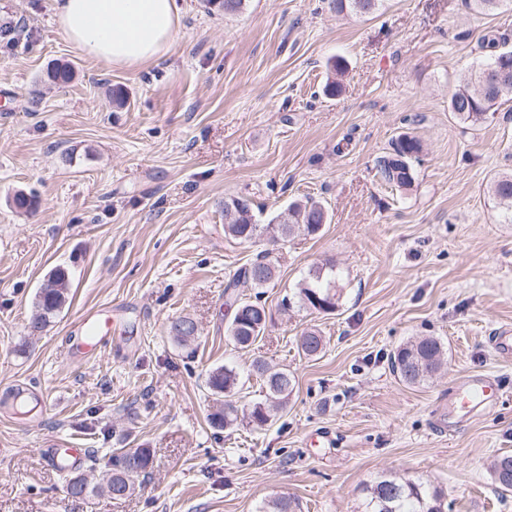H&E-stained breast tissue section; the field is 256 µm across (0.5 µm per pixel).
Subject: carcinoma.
<instances>
[{
    "label": "carcinoma",
    "instance_id": "carcinoma-1",
    "mask_svg": "<svg viewBox=\"0 0 512 512\" xmlns=\"http://www.w3.org/2000/svg\"><path fill=\"white\" fill-rule=\"evenodd\" d=\"M208 4L226 14L241 12L247 0H207ZM384 0H331V8L338 13L345 11L359 15L374 14L383 6ZM507 0H468V6L481 14H490L501 8ZM481 48L487 62L472 71L458 85L449 99L448 110L459 122L471 126L482 125L498 112L503 105V96L512 91V85L502 88L498 84L487 83L483 75L505 54L512 55V49H505L494 34L483 37ZM420 153V142L416 137L404 132L391 142V151L377 159V172L383 182L399 190L412 186L413 173L404 172L394 162L402 157L408 165H413ZM489 194L497 204L512 208V174L493 177L489 184ZM327 223L324 206L313 199L293 201L288 207L273 217L268 223L259 222L255 214V204L246 199L237 217L224 223V235L237 244H252L262 236L273 242H286L296 230L303 229L309 235L320 232ZM276 269L271 253L264 252L240 268L229 281L228 287L260 289L269 285L275 277ZM70 293V279L63 268L54 269L35 295L33 309L26 327L46 330L59 317L67 304ZM298 307L319 314L329 310L317 305V301L329 303L337 309L340 291L336 288L335 265L326 262L311 267L299 284L298 291L291 297ZM233 313L225 327V339L234 349L247 352L267 329L268 319L265 304L246 297H236L232 303ZM168 334L181 346L193 342L198 337L196 321L187 316H178L168 322ZM325 337L316 328H309L297 339V348L308 357H315L324 350ZM446 358L444 342L435 336H426L398 346L392 356V370L400 380L408 385H420L439 372ZM249 370L263 381L264 398L252 403L248 413H240L234 396L239 391L241 372L238 366L224 364L211 369L207 374L206 385L214 401L221 408L210 414V426L216 431L233 430L242 424L262 427L271 421L272 413L288 404L296 386L294 374L286 369H274L264 360L255 358ZM153 466L151 449L144 446L120 448L107 457L101 472V488L128 496L134 493L139 478L149 474ZM512 473V454L497 455L490 467L496 487L503 492L512 491V480L503 474ZM92 491L86 479L79 474H70L66 479V492L71 497H83ZM365 512H441L444 507V492L432 488L421 480L395 473L384 476L365 486Z\"/></svg>",
    "mask_w": 512,
    "mask_h": 512
}]
</instances>
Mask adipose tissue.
<instances>
[{
  "mask_svg": "<svg viewBox=\"0 0 512 512\" xmlns=\"http://www.w3.org/2000/svg\"><path fill=\"white\" fill-rule=\"evenodd\" d=\"M53 12L80 54L120 67L161 58L176 30V0H53Z\"/></svg>",
  "mask_w": 512,
  "mask_h": 512,
  "instance_id": "1",
  "label": "adipose tissue"
}]
</instances>
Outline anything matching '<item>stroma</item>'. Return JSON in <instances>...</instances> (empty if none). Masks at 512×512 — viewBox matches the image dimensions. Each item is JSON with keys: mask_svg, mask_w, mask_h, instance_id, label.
<instances>
[{"mask_svg": "<svg viewBox=\"0 0 512 512\" xmlns=\"http://www.w3.org/2000/svg\"><path fill=\"white\" fill-rule=\"evenodd\" d=\"M329 0H248L242 13L177 0L161 59L128 69L81 56L52 0H0V396L16 382L45 393L41 415L0 418V512H261L273 497L300 512H363V489L402 473L441 489L448 512H512L489 471L512 452V359L490 338L512 328V223L489 197L512 173V93L492 121L448 110L493 33L512 45V5L490 15L464 0H385L372 15ZM344 58L335 73L330 59ZM69 65L72 80L49 71ZM342 85L328 97L329 80ZM121 89L124 106L111 92ZM422 151L400 191L376 174L402 132ZM36 207L19 213L17 191ZM247 195L273 216L321 201L328 220L272 254L261 296L272 322L249 353L224 338L225 286L267 247L224 235L225 198ZM336 265L335 314L281 310L311 266ZM66 269L69 300L38 336L26 323L38 288ZM93 306L111 308L112 341L73 361L64 337ZM198 324L190 346L166 332ZM327 341L299 354L309 327ZM442 339L448 364L419 386L388 356ZM287 367L296 387L261 428L214 433L208 371L252 359ZM474 373L505 385L497 405L457 426L448 389ZM151 448L135 492L66 496L42 450ZM167 330L171 339L181 346L195 341L199 332L196 321L187 315L172 318Z\"/></svg>", "mask_w": 512, "mask_h": 512, "instance_id": "stroma-1", "label": "stroma"}]
</instances>
